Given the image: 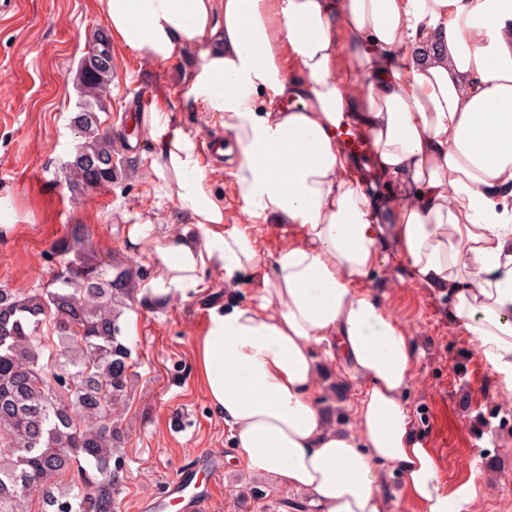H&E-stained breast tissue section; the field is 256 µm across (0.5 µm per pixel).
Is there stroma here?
<instances>
[{"mask_svg": "<svg viewBox=\"0 0 512 512\" xmlns=\"http://www.w3.org/2000/svg\"><path fill=\"white\" fill-rule=\"evenodd\" d=\"M96 0H8L0 8V286L25 293L44 284L57 268L49 249L67 225L83 224L93 250L131 264L139 275V299L125 314L132 326L131 391L119 410L129 431L124 445L127 474L115 512H146L169 478L189 473L202 459L224 469L213 483L208 512H290L300 493L268 480H254L231 459L230 432L210 408L195 378L194 343L210 309L233 299L255 300L259 276L236 286L220 268L207 270L209 286L200 293L171 294L162 306L140 302L150 243L132 249L125 228L152 224L160 231L188 229L175 190L153 170L157 146L148 134L132 139L125 168L107 191L72 200L66 168L76 139L71 118L78 92L73 80L78 59L92 34L106 30ZM117 77L105 100L102 120L123 127L140 102L161 107L171 126L195 141L224 135L202 100L182 79L195 57L180 53L158 63L113 44ZM233 165L225 162L208 177L224 199V221H247L245 203L234 187ZM411 337L418 354L404 394L415 431L435 454L447 487L474 478L479 491L472 512H512V398L495 388L489 368L465 327L448 314V291L413 281L405 268L380 263L365 283ZM259 483L264 497L241 504L240 493Z\"/></svg>", "mask_w": 512, "mask_h": 512, "instance_id": "35a3bbf8", "label": "stroma"}]
</instances>
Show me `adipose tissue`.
Wrapping results in <instances>:
<instances>
[{
    "mask_svg": "<svg viewBox=\"0 0 512 512\" xmlns=\"http://www.w3.org/2000/svg\"><path fill=\"white\" fill-rule=\"evenodd\" d=\"M125 50L198 62L184 80L231 132L247 223L224 221L193 138L149 116L153 169L196 234L151 240L154 295L239 282L260 266L255 223L284 221L255 302L210 310L195 372L245 469L303 493L314 512H390L382 468L421 512H471L475 480L447 489L403 400L410 336L364 287L392 259L448 291L499 392L512 396V0H97ZM373 140L371 197L335 138ZM336 348L356 429L328 423L316 348Z\"/></svg>",
    "mask_w": 512,
    "mask_h": 512,
    "instance_id": "1",
    "label": "adipose tissue"
}]
</instances>
